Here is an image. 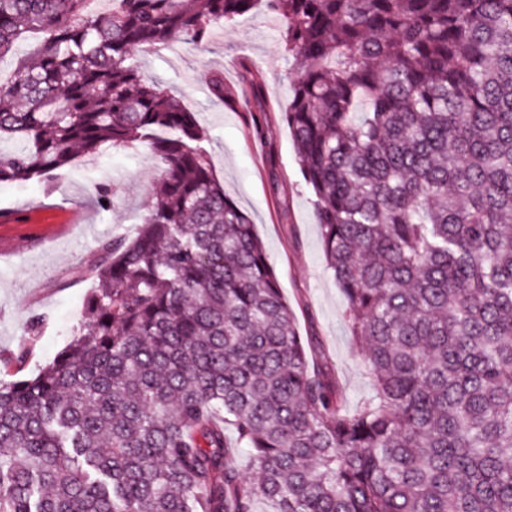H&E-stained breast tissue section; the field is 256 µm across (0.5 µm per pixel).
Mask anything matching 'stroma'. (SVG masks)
<instances>
[{"instance_id": "1", "label": "stroma", "mask_w": 512, "mask_h": 512, "mask_svg": "<svg viewBox=\"0 0 512 512\" xmlns=\"http://www.w3.org/2000/svg\"><path fill=\"white\" fill-rule=\"evenodd\" d=\"M133 62L195 112L224 189L252 218L300 335L319 336L326 360L346 393L347 410L370 394L362 354L345 321V305L328 270L314 196L298 165L280 112L288 105L293 62L282 49L279 18L258 8L214 28L204 48L189 45L136 54ZM262 79L254 94L241 66ZM238 94L236 106L212 97L210 74ZM161 170L148 147L104 148L43 180L0 183V380L23 379L53 361L84 319L95 287L102 242L132 236L144 200ZM107 186L109 207L98 203ZM39 319V333L30 322ZM27 351L25 363L12 359Z\"/></svg>"}]
</instances>
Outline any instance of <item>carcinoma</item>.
I'll return each mask as SVG.
<instances>
[{
  "instance_id": "obj_1",
  "label": "carcinoma",
  "mask_w": 512,
  "mask_h": 512,
  "mask_svg": "<svg viewBox=\"0 0 512 512\" xmlns=\"http://www.w3.org/2000/svg\"><path fill=\"white\" fill-rule=\"evenodd\" d=\"M87 2L0 0V61L42 35L0 79V183L106 145L162 170L71 341L0 381V512H512V0ZM259 3L373 382L352 413L195 113L133 63Z\"/></svg>"
}]
</instances>
